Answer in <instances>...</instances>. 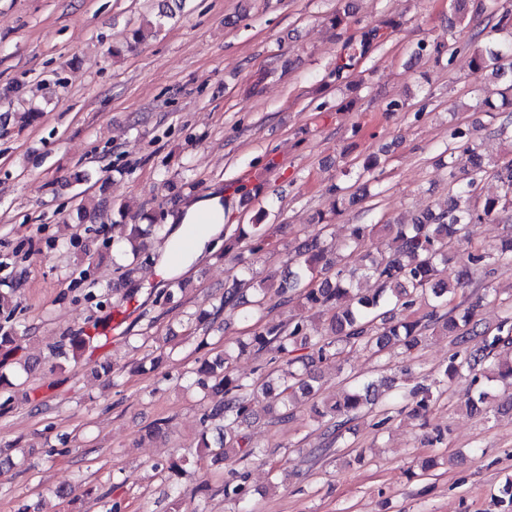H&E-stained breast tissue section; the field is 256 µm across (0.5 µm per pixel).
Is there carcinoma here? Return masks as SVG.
<instances>
[{"mask_svg":"<svg viewBox=\"0 0 512 512\" xmlns=\"http://www.w3.org/2000/svg\"><path fill=\"white\" fill-rule=\"evenodd\" d=\"M184 0H158L155 19L145 20L133 29L125 41L132 50L146 41L149 34L158 33L165 20L181 9ZM481 6L473 0H450L448 10V41L417 42L415 55L440 57L452 49L458 29L466 26L471 13ZM398 26L395 21L366 26L350 51L336 59L332 74L341 79L362 59L368 57L383 36V30ZM472 64L491 69L494 78L508 83L512 89V41H490L488 46L473 53ZM489 134L512 141V113L495 114ZM451 145L446 149L448 168V202L437 211L426 212L413 224H353L348 241L335 244L327 241L324 228H319L303 245L301 251L288 258L280 272L277 292L292 291L305 300L311 309L333 312L328 332L311 339L316 329L302 317L292 316L286 323L264 322L261 313L268 289L251 279L238 280L225 287L221 305L216 311H241L243 317L256 319L259 324L251 336L254 349L270 355L268 370L263 376L246 380L234 373V356L224 350V357L210 363L203 361L193 371L197 383L210 386L219 400L208 406L200 418L199 447L207 449L212 460H258L268 463L254 445L246 427L254 415L260 396L282 402V418L293 417L298 399H315L320 386L312 374L314 363L334 361L341 364L346 355L364 350L381 356L397 348L399 354L410 357L429 335L443 332L473 346L464 353L452 355L443 371L445 378H454L467 371L472 376L475 393L463 406L480 411L489 398L488 382L497 381L512 388V358L496 359L498 351L512 345V315L504 317L494 328L482 327L475 320L479 302L471 301L458 289L473 283L475 276L487 280L502 267L512 266V234L499 245H473L464 232L470 224L493 221L512 212V158L484 154L473 141L470 129L461 125L449 129ZM490 174L498 182L499 191L481 198L477 187ZM270 225L251 224L238 228L237 233L224 239V253L234 252L238 263L249 264L241 244L251 241L250 255L261 251ZM373 235L382 241L361 257L360 267L350 266L353 253ZM374 283L367 289L359 286L356 277ZM252 292L253 308H246L245 296ZM430 297V310L417 317L412 311L416 299ZM95 334L73 339L54 350L58 358L77 359L93 343ZM310 350L305 356H292L297 348ZM443 379L417 383L399 394L413 399L416 413H426L441 395ZM396 387V380L382 377L363 380L341 395L327 398L313 406L315 416L325 427L330 443L344 438L347 425L372 412L382 393ZM224 422L217 437L208 438V423ZM189 462L184 455H173L153 468L168 476H178ZM251 490L244 471H233L224 478V497L238 504V512H251Z\"/></svg>","mask_w":512,"mask_h":512,"instance_id":"1","label":"carcinoma"}]
</instances>
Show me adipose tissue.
I'll return each mask as SVG.
<instances>
[{
    "label": "adipose tissue",
    "mask_w": 512,
    "mask_h": 512,
    "mask_svg": "<svg viewBox=\"0 0 512 512\" xmlns=\"http://www.w3.org/2000/svg\"><path fill=\"white\" fill-rule=\"evenodd\" d=\"M225 200L221 191L212 190L184 205L168 222V241L171 244L192 239L193 246L187 259L174 261L172 251L164 249L158 263L163 274L185 272L199 258L209 251L213 238L224 228Z\"/></svg>",
    "instance_id": "adipose-tissue-1"
}]
</instances>
